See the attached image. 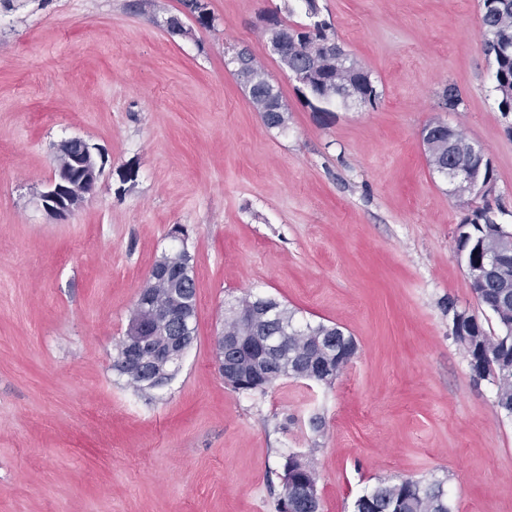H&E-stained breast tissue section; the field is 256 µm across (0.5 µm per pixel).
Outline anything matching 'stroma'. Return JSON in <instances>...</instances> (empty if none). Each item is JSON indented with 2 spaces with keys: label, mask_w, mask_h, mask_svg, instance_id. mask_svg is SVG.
<instances>
[{
  "label": "stroma",
  "mask_w": 512,
  "mask_h": 512,
  "mask_svg": "<svg viewBox=\"0 0 512 512\" xmlns=\"http://www.w3.org/2000/svg\"><path fill=\"white\" fill-rule=\"evenodd\" d=\"M206 2L210 28L182 0H0V512H274L291 452L311 460L322 512L403 477L442 481L453 512H512V418L453 336L457 311L495 324L457 226L484 205L512 226V115L481 0H318L378 94L327 115L268 49L262 16L301 20L294 0ZM231 49L279 88L286 130L265 126ZM451 83L456 112L439 101ZM433 120L482 150L492 193L451 194L419 137ZM73 137L104 172L56 218L40 196ZM177 225L196 339L139 392L115 348ZM249 293L355 338L333 385H225L213 338Z\"/></svg>",
  "instance_id": "1"
}]
</instances>
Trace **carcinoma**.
Segmentation results:
<instances>
[{"mask_svg": "<svg viewBox=\"0 0 512 512\" xmlns=\"http://www.w3.org/2000/svg\"><path fill=\"white\" fill-rule=\"evenodd\" d=\"M297 8L305 22L288 24L277 19V26L297 34L298 45L290 48L289 57L294 67L306 73L307 83L303 89L321 104H332L354 99L366 101L373 84L369 73L351 60L349 69H336L328 56L313 60V44L323 40L327 32L312 28V13L315 0H296ZM484 52L493 58L494 86L499 111L507 116L512 113V0H482L481 30ZM251 78L242 80L250 100L260 112L264 124L270 128H281L288 122V113L267 111L270 100H280L279 89L270 81L268 74L254 63L251 55L239 52ZM425 152L432 169L442 173L448 166V132L442 129L430 132ZM467 231L472 239L495 235L505 242H512V228L499 223L489 208L474 210ZM163 259L173 267L193 271L192 256L183 248ZM153 302L181 309L186 317L187 335L196 333V293L192 283L181 281V274L141 288ZM477 299L493 314L496 330L486 331L473 316L461 313L453 317V334L470 357L472 369L478 378L492 377L497 385V406L512 416V269L507 279L490 276L489 288L477 294ZM268 296H246L225 310L224 334L238 336L251 341L259 336H284L285 345L270 360L257 353L239 357L242 379L229 383L233 389L246 393L264 394L281 378L301 379L332 385L341 371L357 352V344L350 335L333 325L301 322L296 311L282 302H277V320H266L261 316ZM168 324L150 311L140 314L135 325L128 326L118 347L123 354L124 344L142 336L152 338V343L164 342ZM332 336L335 342L318 347V341ZM112 368L126 378L128 385L137 389H152L154 385L141 380L136 372L115 360ZM283 465L288 474L283 476L282 492L274 503L275 512H280V502L297 487H306L317 482L316 472L303 454L290 453ZM354 512H452L448 493L440 481L424 483L411 478L397 482L380 481L355 502Z\"/></svg>", "mask_w": 512, "mask_h": 512, "instance_id": "obj_1", "label": "carcinoma"}]
</instances>
